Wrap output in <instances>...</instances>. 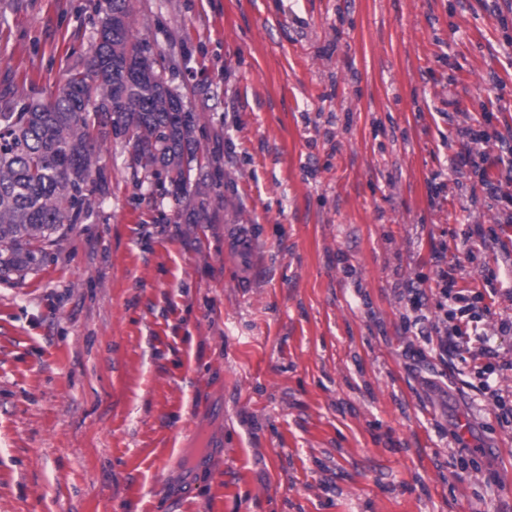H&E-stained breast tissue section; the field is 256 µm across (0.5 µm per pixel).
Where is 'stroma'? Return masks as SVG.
I'll use <instances>...</instances> for the list:
<instances>
[{"mask_svg":"<svg viewBox=\"0 0 512 512\" xmlns=\"http://www.w3.org/2000/svg\"><path fill=\"white\" fill-rule=\"evenodd\" d=\"M96 4L0 0V102L55 98ZM132 4L224 185L194 223L108 138L105 200L0 280V512H512V221L453 164L483 112L512 134V0ZM443 263L496 293L417 361ZM489 390V391H488ZM488 393L490 403L495 409V415L501 428L512 429V398L503 395L496 389L486 387L485 394Z\"/></svg>","mask_w":512,"mask_h":512,"instance_id":"obj_1","label":"stroma"}]
</instances>
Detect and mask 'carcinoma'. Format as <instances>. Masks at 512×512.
<instances>
[{
  "instance_id": "cac0c4a2",
  "label": "carcinoma",
  "mask_w": 512,
  "mask_h": 512,
  "mask_svg": "<svg viewBox=\"0 0 512 512\" xmlns=\"http://www.w3.org/2000/svg\"><path fill=\"white\" fill-rule=\"evenodd\" d=\"M96 12L91 55L56 98L0 110V280L43 265L65 240V225L89 215L106 193L101 127L130 146L134 174L177 200L197 198V220H208V199L221 187L192 178L199 116L153 78L173 66L134 28L129 0H98Z\"/></svg>"
}]
</instances>
